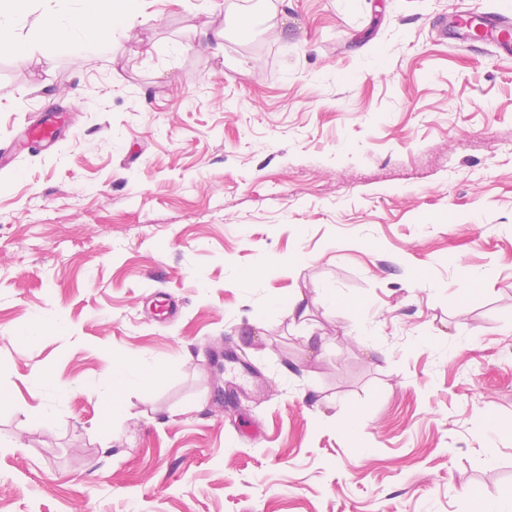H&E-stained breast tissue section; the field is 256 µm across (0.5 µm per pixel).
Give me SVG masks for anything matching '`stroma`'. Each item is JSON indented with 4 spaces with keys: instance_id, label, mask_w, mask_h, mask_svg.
Segmentation results:
<instances>
[{
    "instance_id": "35a3bbf8",
    "label": "stroma",
    "mask_w": 512,
    "mask_h": 512,
    "mask_svg": "<svg viewBox=\"0 0 512 512\" xmlns=\"http://www.w3.org/2000/svg\"><path fill=\"white\" fill-rule=\"evenodd\" d=\"M470 10L512 0H146L145 24L50 64L17 24L0 512L512 497V58L444 39ZM48 116L46 149L25 131ZM213 350L250 375L220 401ZM123 365L153 379L107 421Z\"/></svg>"
}]
</instances>
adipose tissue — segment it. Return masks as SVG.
<instances>
[{
    "instance_id": "obj_1",
    "label": "adipose tissue",
    "mask_w": 512,
    "mask_h": 512,
    "mask_svg": "<svg viewBox=\"0 0 512 512\" xmlns=\"http://www.w3.org/2000/svg\"><path fill=\"white\" fill-rule=\"evenodd\" d=\"M142 0H125L126 11L116 16L111 0H78L76 9L59 11L45 7L43 19L37 28L39 38L66 50L73 58L107 43L112 38L116 21L134 28L142 17Z\"/></svg>"
}]
</instances>
